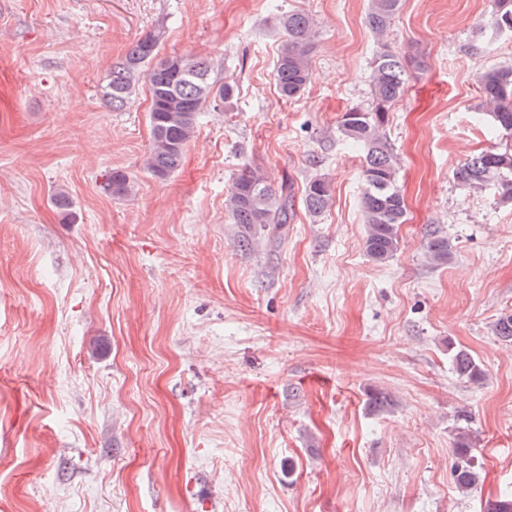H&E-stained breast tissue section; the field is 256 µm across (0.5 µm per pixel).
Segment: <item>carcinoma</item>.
Wrapping results in <instances>:
<instances>
[{"instance_id":"carcinoma-1","label":"carcinoma","mask_w":512,"mask_h":512,"mask_svg":"<svg viewBox=\"0 0 512 512\" xmlns=\"http://www.w3.org/2000/svg\"><path fill=\"white\" fill-rule=\"evenodd\" d=\"M401 6L402 0H368L366 23L379 44L370 75L372 101L366 108L348 109L337 127L339 135L362 152L364 248L367 257L376 263L388 261L397 251L400 227L407 214L399 185V158L386 135L390 112L408 83L406 61L386 41ZM279 26L284 39L277 53L275 81L280 96L291 101L299 98L307 86L314 24L307 14L289 11L279 17ZM488 29L493 37H512V0H492ZM161 40L162 34L156 32L134 41L125 58L112 66L103 97L112 108L120 109L139 81H146L151 140L144 166L151 175L164 179L181 166L200 112L208 106L231 107L238 92L234 84L219 85L212 79L213 66L205 57L159 56ZM479 85V108L488 114L494 133L502 138L495 147L470 155L455 178L470 190L494 186L501 201L512 202V65L487 67L480 74ZM104 177L103 189L112 197L124 199L132 194L134 180L129 173L113 169ZM331 203L330 186L324 179L315 177L306 184L304 206L309 214L319 216ZM52 204L64 220L72 218V200L66 192L56 191ZM224 208L232 223L241 225L242 238L247 241L270 224L281 228L288 223L291 189L286 182L278 189L272 188L260 168L247 166L225 196ZM425 254L433 266L447 265L452 255L448 236L430 232ZM491 331L498 340L512 346V312L499 314ZM451 361L459 375L475 382L485 378L483 367L467 350H453ZM391 405L389 394L370 393L368 407L372 412H383ZM472 446L471 437L465 433L455 439L459 463L454 476L463 490L471 489L481 479L471 460Z\"/></svg>"}]
</instances>
